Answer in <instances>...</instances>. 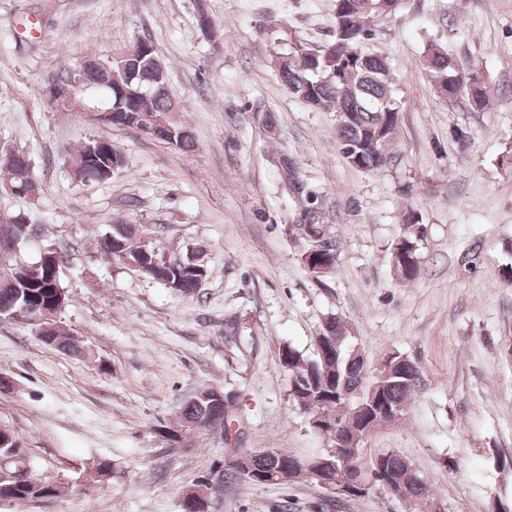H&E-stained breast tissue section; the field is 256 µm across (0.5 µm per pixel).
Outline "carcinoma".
<instances>
[{
	"mask_svg": "<svg viewBox=\"0 0 512 512\" xmlns=\"http://www.w3.org/2000/svg\"><path fill=\"white\" fill-rule=\"evenodd\" d=\"M385 16L379 0H336L335 26L327 55L313 56L307 44L293 41L289 52L274 57V66L288 92L309 107L321 112H336V140L343 158L353 167L370 172L385 168L392 159V152L400 118V101L393 90L391 64L388 57L370 52L363 44L375 36L376 20ZM154 47L138 64L137 75H128L118 83L106 87L100 84L104 75L99 72H67L59 79L70 83L77 96L99 91L106 95L112 109L113 127L139 130L147 117H161L175 104L165 88L167 71L157 64ZM432 82L441 81L454 88L459 83L473 82L472 95L467 97L469 107L475 112L486 109L491 89L478 77L466 76L456 69V60L439 44L427 45L422 58ZM154 139L166 141L180 149L194 147L189 127L178 122L167 128L156 126L150 133ZM97 139L85 140L75 152L72 167L83 160L82 169L90 181H106L114 171L126 165L125 158L117 148L104 153L95 163L84 159V154L96 148ZM288 162L282 170L288 187H307L300 181L295 161ZM7 174L16 188L24 195H33L40 190L37 180L31 176V165L26 156L0 160V176ZM306 223L297 225L304 239L326 248L314 259L328 269L335 268L337 252L327 237L323 208L311 202L305 214ZM39 226L31 223L25 215H6L0 218V235L12 237V245L0 246L1 254H10L14 248L35 234ZM145 229L138 224L112 225V230L98 241L99 249L108 257L124 264L142 267V273L185 295L197 291L200 281L191 262L170 259L154 243L141 239ZM398 271L405 280L415 279L421 266L417 236L408 235L403 244L394 245ZM64 255L55 248H47L39 267L24 268L15 264L0 271V319H6L15 309L26 305L32 309L47 308L60 311L61 300L68 299L62 286ZM329 350L324 354L305 356L293 347L282 351V361L288 365L290 375L289 397L301 409L310 406L323 414L335 418L336 425L346 432H364L386 423L385 410L401 415L409 410V403L421 389L423 377L419 367L408 360L395 368V374L387 376L380 369L371 370L348 334V329L339 317L328 318L321 330ZM50 346L69 356L84 357L86 350L76 338L63 329L52 336ZM229 398L217 404L201 399L188 401L181 413L180 421L191 424L212 422L210 429L228 430L231 425L228 414ZM0 457L10 460L8 467H23L29 471L30 480L21 485L0 482V499L15 503L54 497L61 492V485L50 477L32 473L22 439L9 427L0 425ZM295 456L278 450L275 457H257L254 469L269 474L266 479H256L231 468H224V483L245 482L248 484H288V475L281 467L290 464ZM412 464L394 451L367 450L349 467H336L330 473L335 483L370 482L381 485V471L403 474ZM430 495L428 482L416 475L404 481L399 496L409 502L411 512H419L420 501Z\"/></svg>",
	"mask_w": 512,
	"mask_h": 512,
	"instance_id": "carcinoma-1",
	"label": "carcinoma"
}]
</instances>
